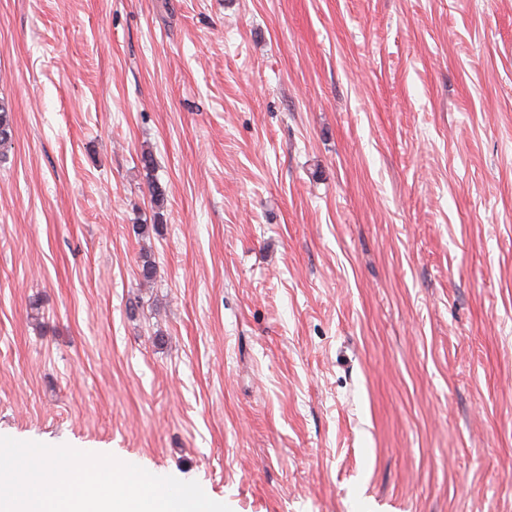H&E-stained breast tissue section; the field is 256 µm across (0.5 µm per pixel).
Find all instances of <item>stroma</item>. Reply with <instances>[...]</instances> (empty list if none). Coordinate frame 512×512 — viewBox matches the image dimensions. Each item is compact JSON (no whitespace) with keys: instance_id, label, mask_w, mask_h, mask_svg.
<instances>
[{"instance_id":"35a3bbf8","label":"stroma","mask_w":512,"mask_h":512,"mask_svg":"<svg viewBox=\"0 0 512 512\" xmlns=\"http://www.w3.org/2000/svg\"><path fill=\"white\" fill-rule=\"evenodd\" d=\"M0 100V436L512 512V0H0Z\"/></svg>"}]
</instances>
